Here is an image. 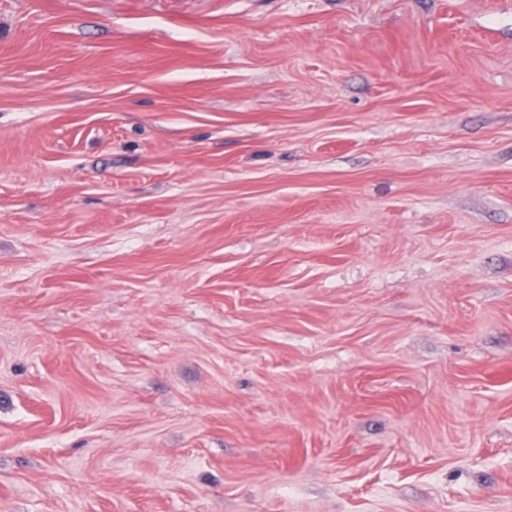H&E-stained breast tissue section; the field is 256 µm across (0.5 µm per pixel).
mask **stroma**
Masks as SVG:
<instances>
[{
    "instance_id": "1",
    "label": "stroma",
    "mask_w": 512,
    "mask_h": 512,
    "mask_svg": "<svg viewBox=\"0 0 512 512\" xmlns=\"http://www.w3.org/2000/svg\"><path fill=\"white\" fill-rule=\"evenodd\" d=\"M0 512H512V0H0Z\"/></svg>"
}]
</instances>
